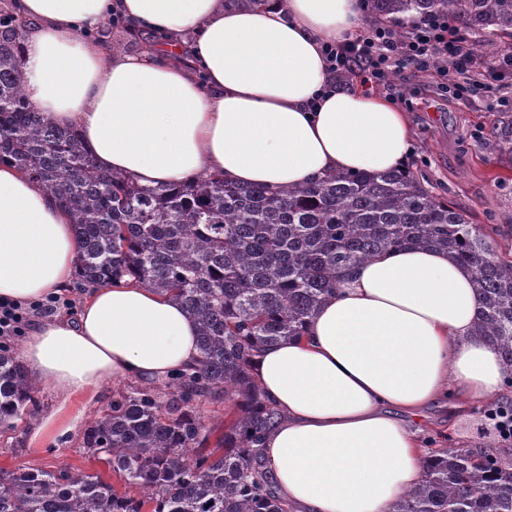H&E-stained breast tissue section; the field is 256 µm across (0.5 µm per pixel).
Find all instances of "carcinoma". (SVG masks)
<instances>
[{"label":"carcinoma","mask_w":512,"mask_h":512,"mask_svg":"<svg viewBox=\"0 0 512 512\" xmlns=\"http://www.w3.org/2000/svg\"><path fill=\"white\" fill-rule=\"evenodd\" d=\"M0 0V163L15 165L72 217L78 279L86 288L129 276L178 300L198 323V366L168 384L112 402L82 437L124 482L98 473L38 468L0 473V512H288L260 443L276 412L249 374L261 347L303 335L321 303L361 264L396 247L449 251L467 265L479 299L474 335L512 370V262L490 228L470 221L402 166L336 174L303 186L239 185L222 174L143 187L105 171L79 131L57 125L27 99L20 50L27 22ZM396 26L433 16L467 31L512 37V0H362ZM112 28L83 31L117 51ZM512 159V119L491 133ZM39 381L0 348V434L32 419ZM224 396L236 418L218 446L203 447L198 401ZM421 483L389 512H512V446L454 443L424 458Z\"/></svg>","instance_id":"cac0c4a2"}]
</instances>
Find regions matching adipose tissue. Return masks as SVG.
Wrapping results in <instances>:
<instances>
[{"label":"adipose tissue","instance_id":"adipose-tissue-1","mask_svg":"<svg viewBox=\"0 0 512 512\" xmlns=\"http://www.w3.org/2000/svg\"><path fill=\"white\" fill-rule=\"evenodd\" d=\"M31 29L25 92L78 128L97 165L157 186L220 173L245 185H302L400 167L412 132L380 94L331 84L323 49L362 25L361 0H10ZM120 12L135 28L186 36L193 71L158 51L115 55L82 40ZM79 243L41 184L0 164V299L38 302L70 287ZM467 267L434 248L364 264L303 338L263 348L250 372L279 418L263 451L292 512H387L424 476L406 423L451 395L498 396L508 370L474 337ZM62 397L116 378L163 379L195 365L198 329L177 301L121 283L92 289L77 319L49 318L22 349Z\"/></svg>","mask_w":512,"mask_h":512}]
</instances>
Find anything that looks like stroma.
Returning <instances> with one entry per match:
<instances>
[{"mask_svg": "<svg viewBox=\"0 0 512 512\" xmlns=\"http://www.w3.org/2000/svg\"><path fill=\"white\" fill-rule=\"evenodd\" d=\"M472 55L467 71L453 78L469 90L464 101L449 93L450 78L431 63L393 71L386 81L369 83L368 88L405 112L414 133L410 159L425 185L470 211L475 223L495 225L496 241L504 248L512 245V162L498 156L485 140L497 123L512 118V74L500 82L495 97H487L484 85L498 54L484 48ZM134 385L131 379L111 381L65 402L49 384H42L36 417L0 436V471L66 465L100 472L116 489H123L119 476L86 453L80 442L91 420ZM484 422L478 408L451 397L414 421L413 427L426 441L475 448L484 442L479 433Z\"/></svg>", "mask_w": 512, "mask_h": 512, "instance_id": "obj_1", "label": "stroma"}]
</instances>
